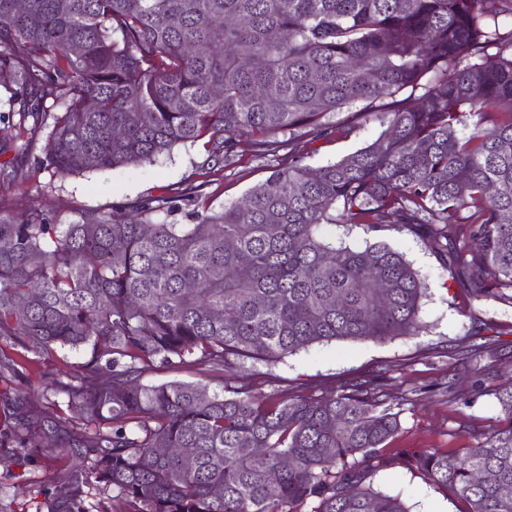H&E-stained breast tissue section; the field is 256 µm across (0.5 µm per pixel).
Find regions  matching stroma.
Instances as JSON below:
<instances>
[{"mask_svg":"<svg viewBox=\"0 0 512 512\" xmlns=\"http://www.w3.org/2000/svg\"><path fill=\"white\" fill-rule=\"evenodd\" d=\"M61 113V105L46 102L38 133L29 146H22L14 139L18 117L10 95L0 88V164H9L15 173L12 182L0 183V206L9 213L35 212L50 223L70 224L89 212L107 214L186 188L217 207L238 200L270 174L266 162L248 158L221 167L213 161L209 145L200 141L152 163L62 177L54 173L44 150ZM383 129L379 120L367 117L343 137L305 140L296 150L307 156L310 165L318 166L371 144ZM324 231L344 236L346 244L357 249L383 241L404 253L427 284L421 312L426 328L420 335L385 344L315 345L289 356L273 372L295 395L324 393L385 373L388 391L399 399L401 429L382 450L385 465L371 479L374 488L399 496L409 512H462L463 502L411 470L406 454L436 449L452 455L505 424L507 416L495 390L512 378V305L470 302L456 272L444 267L409 226L396 224L377 233L356 226L346 233L328 225ZM477 326L483 328L487 343L480 356L472 358L467 353L469 335ZM15 355L10 345L0 341V452L14 457L12 463L0 464V512H48V501L37 496V488L66 491L65 481L77 460L65 452L46 456L39 449L21 447L14 436L16 420L9 399L18 390L30 389L29 406L35 413L47 414L45 386L66 380L83 355L68 351L50 360L31 355L21 363L15 362ZM477 380L483 393L474 399L446 389L450 383L467 388Z\"/></svg>","mask_w":512,"mask_h":512,"instance_id":"1","label":"stroma"}]
</instances>
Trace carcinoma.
Returning a JSON list of instances; mask_svg holds the SVG:
<instances>
[{
	"label": "carcinoma",
	"mask_w": 512,
	"mask_h": 512,
	"mask_svg": "<svg viewBox=\"0 0 512 512\" xmlns=\"http://www.w3.org/2000/svg\"><path fill=\"white\" fill-rule=\"evenodd\" d=\"M57 2L27 0L17 15L0 0L15 138H33L28 120L47 100L65 107L45 145L56 174L203 139L226 166L273 165L217 209L184 192L132 203L136 220L124 209L75 224L0 216V339L22 359L84 355L57 389L83 432L65 447L80 458L68 493L37 490L50 512H105L114 492L128 512H409L371 483L400 429L380 379L299 397L268 371L252 374L266 393L237 376L314 344L422 330L427 286L404 254L328 242L326 224H407L474 300L512 305L504 0ZM359 114L387 125L373 143L316 168L280 157L298 139L347 134ZM157 363L220 370L224 384L143 383ZM496 398L506 425L453 460L407 454L467 512H512L511 381ZM15 409L18 440L41 447L42 425Z\"/></svg>",
	"instance_id": "carcinoma-1"
}]
</instances>
